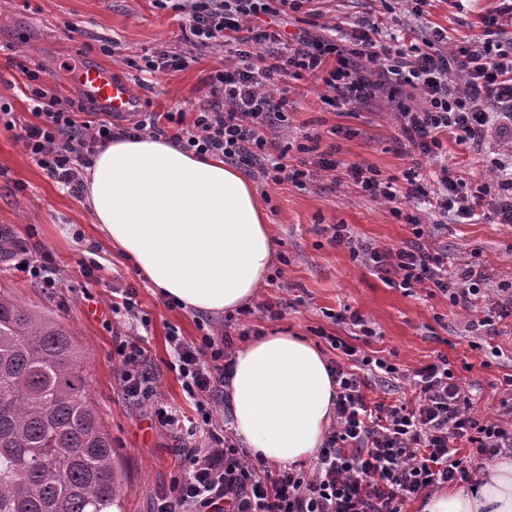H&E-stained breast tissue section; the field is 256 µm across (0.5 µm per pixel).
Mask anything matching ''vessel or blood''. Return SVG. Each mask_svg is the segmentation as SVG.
<instances>
[{
    "mask_svg": "<svg viewBox=\"0 0 512 512\" xmlns=\"http://www.w3.org/2000/svg\"><path fill=\"white\" fill-rule=\"evenodd\" d=\"M75 82L97 101L103 115L110 119L130 116L139 105L131 82L119 77L109 64L96 61L85 65L77 71Z\"/></svg>",
    "mask_w": 512,
    "mask_h": 512,
    "instance_id": "obj_1",
    "label": "vessel or blood"
}]
</instances>
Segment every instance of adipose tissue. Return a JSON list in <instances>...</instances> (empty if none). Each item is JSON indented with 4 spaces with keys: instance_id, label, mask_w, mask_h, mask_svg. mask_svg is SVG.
Returning a JSON list of instances; mask_svg holds the SVG:
<instances>
[{
    "instance_id": "adipose-tissue-1",
    "label": "adipose tissue",
    "mask_w": 512,
    "mask_h": 512,
    "mask_svg": "<svg viewBox=\"0 0 512 512\" xmlns=\"http://www.w3.org/2000/svg\"><path fill=\"white\" fill-rule=\"evenodd\" d=\"M85 201L98 230L164 298L201 314L231 311L257 294L273 237L254 184L216 156L162 140H117L91 159ZM237 434L271 463L311 461L336 384L323 354L288 335L241 347L231 380ZM423 512H512V460L472 488L432 494Z\"/></svg>"
}]
</instances>
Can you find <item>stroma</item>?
Instances as JSON below:
<instances>
[{
    "mask_svg": "<svg viewBox=\"0 0 512 512\" xmlns=\"http://www.w3.org/2000/svg\"><path fill=\"white\" fill-rule=\"evenodd\" d=\"M498 5V0H466L460 8L455 0H431L424 16L465 40L480 33L482 17ZM321 8L327 18H342L351 28L365 19L390 27L411 15L409 0H323ZM161 46L185 52L191 63L145 82L134 63L145 51ZM28 61L38 64L62 95L76 99L83 92L72 81L75 68L105 62L131 81L141 99L140 111L179 107L191 113L204 102L205 82L223 64L224 55L195 53L173 12L155 8L153 0H0V101L10 106L15 124L11 130L0 125V236L48 245L66 276L65 290L48 294L15 270L8 253L2 252L0 290L11 292L25 306L59 315L75 331L86 349L92 402L109 429L112 457L122 471L123 512H155L158 496L180 474L182 437L157 423L150 403H136L123 394L108 360L113 349L112 335L103 326L108 312L82 294L87 291L97 298L108 296L114 286L136 288L140 308L152 321L145 343L146 369L165 402L189 417L194 407L166 366L167 336L174 328L186 339L197 338L199 316L167 309L131 261L100 235L83 198L70 195L24 151L18 131L34 117L19 66ZM320 93L316 84L304 81L292 89L280 141L295 145L304 136L318 137L320 151L338 148L339 159L370 166L384 179L407 166V158L395 150L400 131L386 95L341 112L321 101ZM511 149L512 139L496 134L479 151L451 137L443 142L440 161L477 185L493 179V159ZM316 178V187L302 191L287 184L257 187L259 195L271 199L267 215L277 276L274 283L261 286L256 299H281L287 308L280 319L257 313L250 323L268 335L305 339L328 358L334 355L327 342L331 336L368 355L393 358L404 369L446 355L475 413L497 409L501 382L512 375V317L504 321L506 335L482 337L479 348H472L464 312L450 306L437 289L419 285L405 290L389 284L347 249L328 242L329 226L346 224L375 247H396L412 240L410 225L395 219L387 203L344 186L330 190L327 173H317ZM425 243L447 252L449 264L476 261L494 280H512V226L486 220L449 223L433 229ZM91 261L103 268L100 283L84 275ZM346 306L374 322L375 337H355L347 325L335 321V313Z\"/></svg>",
    "mask_w": 512,
    "mask_h": 512,
    "instance_id": "1",
    "label": "stroma"
}]
</instances>
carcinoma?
<instances>
[{
  "instance_id": "obj_1",
  "label": "carcinoma",
  "mask_w": 512,
  "mask_h": 512,
  "mask_svg": "<svg viewBox=\"0 0 512 512\" xmlns=\"http://www.w3.org/2000/svg\"><path fill=\"white\" fill-rule=\"evenodd\" d=\"M120 508L81 342L60 317L0 291V512Z\"/></svg>"
}]
</instances>
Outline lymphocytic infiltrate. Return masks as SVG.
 <instances>
[{
  "label": "lymphocytic infiltrate",
  "instance_id": "obj_1",
  "mask_svg": "<svg viewBox=\"0 0 512 512\" xmlns=\"http://www.w3.org/2000/svg\"><path fill=\"white\" fill-rule=\"evenodd\" d=\"M303 0H154L160 9L177 12L183 34L203 49H222L224 64L208 77L209 101L185 120L182 112H140L128 124L84 121V100L61 96L38 66L22 67L35 123L19 136L25 151L49 178L70 194L84 184L74 160H89L119 138L150 136L164 139L196 155H218L253 178L307 189L312 170L325 173L344 168L362 193L390 203L391 214L412 227L414 239L399 248L373 247L353 235L347 225L330 227L331 245L347 249L377 272L394 274L398 285L424 282L437 288L451 306L477 310L483 298L497 295V312L468 320L467 332L497 336L499 324L512 316V280L492 282L482 266L449 267L448 258L428 248L429 233L414 212L428 205L439 219L475 223L482 211L501 224H512V155L497 164L504 175L495 186L467 187L440 166L424 179L423 160L439 157L441 134L482 147L490 133L512 132V0L488 16L482 32L450 44L448 32L423 21L426 0H412L419 22L416 43L404 44L399 33H381L378 26L359 25L352 41H343L342 23L328 25L326 34L307 29L288 31L281 13L298 10ZM312 76L325 97L353 111L377 90L389 96L405 88L419 90L424 104H397L401 137L398 150L412 160L400 176L380 179L376 170L341 165L331 153L318 154L312 169L288 161L287 149L267 136L287 120L285 77ZM10 253L41 288L55 293L65 277L52 251L29 249L14 242ZM135 288L120 289L107 305L116 324L110 355L117 380L131 400L152 401L159 424L177 425L182 414L164 403L144 369V332L151 320L138 306ZM239 314H225L223 328L202 320L200 338L189 340L177 331L167 338L170 361L196 414L208 432L198 438L189 429L184 439L179 477L161 495L157 512H404L406 502L429 498L441 487L462 481L475 486L486 464L512 458V427L500 420L477 418L473 402L445 356L414 370H400L382 358L361 355L356 347L330 337L332 349L345 359H329L336 383L331 425L311 465L271 464L242 448L233 431L212 430L213 410L228 401L236 338L251 335ZM392 388H410L414 405L367 403L370 380ZM472 451L462 464L460 449Z\"/></svg>",
  "mask_w": 512,
  "mask_h": 512
}]
</instances>
